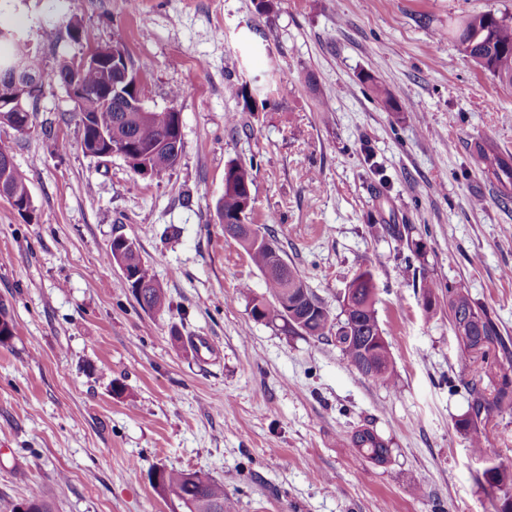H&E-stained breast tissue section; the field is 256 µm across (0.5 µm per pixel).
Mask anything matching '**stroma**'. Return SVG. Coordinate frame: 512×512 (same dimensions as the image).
<instances>
[{"label":"stroma","mask_w":512,"mask_h":512,"mask_svg":"<svg viewBox=\"0 0 512 512\" xmlns=\"http://www.w3.org/2000/svg\"><path fill=\"white\" fill-rule=\"evenodd\" d=\"M489 9L512 19V0H0V25L23 31L45 73L33 127L0 126L35 209L29 222L0 200V305L15 326L0 344V512L35 490L54 512H183L152 484L161 467L223 482L230 512H498L482 473L489 458L512 466V413L483 458L455 422L466 383L512 375V204L474 149L512 155V85L447 35ZM112 45L147 106L182 116L161 177L85 154L55 77ZM236 162L253 167L250 223L331 312L372 270L394 386L335 341L253 319L241 290L264 294L263 276L216 213ZM384 222L407 225L419 252ZM118 235L166 289L163 311H144L107 261ZM426 279L440 286L429 311ZM452 287L506 349L459 359ZM362 425L387 442L385 463L352 444Z\"/></svg>","instance_id":"obj_1"}]
</instances>
